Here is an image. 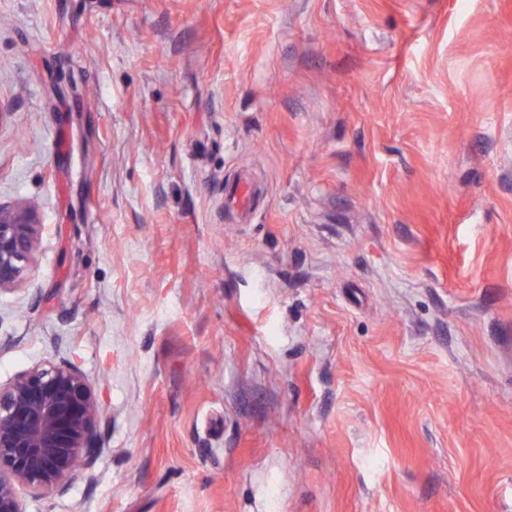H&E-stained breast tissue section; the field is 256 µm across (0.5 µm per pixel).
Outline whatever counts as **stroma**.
<instances>
[{
  "mask_svg": "<svg viewBox=\"0 0 512 512\" xmlns=\"http://www.w3.org/2000/svg\"><path fill=\"white\" fill-rule=\"evenodd\" d=\"M0 110V384L104 409L28 512H512V0H0ZM43 226L36 204L0 201V293L19 289L32 274Z\"/></svg>",
  "mask_w": 512,
  "mask_h": 512,
  "instance_id": "35a3bbf8",
  "label": "stroma"
}]
</instances>
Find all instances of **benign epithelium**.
<instances>
[{"mask_svg":"<svg viewBox=\"0 0 512 512\" xmlns=\"http://www.w3.org/2000/svg\"><path fill=\"white\" fill-rule=\"evenodd\" d=\"M43 224L36 204L0 201V293L17 290L35 269ZM103 410L72 363H39L0 385V512H27L32 498L61 492L89 466Z\"/></svg>","mask_w":512,"mask_h":512,"instance_id":"obj_1","label":"benign epithelium"}]
</instances>
